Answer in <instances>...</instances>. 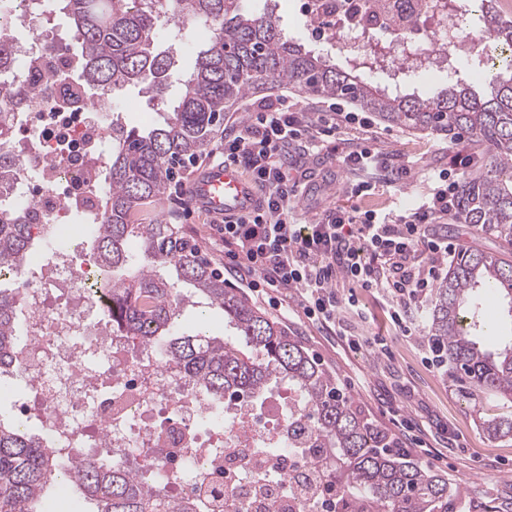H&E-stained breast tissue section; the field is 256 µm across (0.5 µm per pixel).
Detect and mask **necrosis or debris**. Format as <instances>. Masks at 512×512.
<instances>
[{"instance_id": "necrosis-or-debris-1", "label": "necrosis or debris", "mask_w": 512, "mask_h": 512, "mask_svg": "<svg viewBox=\"0 0 512 512\" xmlns=\"http://www.w3.org/2000/svg\"><path fill=\"white\" fill-rule=\"evenodd\" d=\"M301 10L328 51L348 59L360 56L364 37L393 33L391 54L376 69L394 76L444 73L460 42L475 50L488 42L474 25L464 40L450 36L456 19L472 16L469 0L453 17L447 0H302ZM46 12V0H0V30L16 38L26 84L56 76L45 94L22 103L0 92V121L19 131L5 147L14 166L0 180V199L35 213L27 283L16 297L25 317L15 351L28 392L25 412L41 416L52 447L82 435L74 458L107 453L138 477L161 472L169 495L197 500L207 512H349L324 452L308 439L288 438L289 425L302 416L293 397L270 391L259 399L225 398L223 426L203 431L210 404L195 382L113 333L111 300L93 290L101 275L85 250L47 251L75 213H97L114 115L109 98L71 99L76 55L59 50L44 25ZM416 30L424 45L406 50L405 37Z\"/></svg>"}]
</instances>
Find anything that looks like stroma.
Wrapping results in <instances>:
<instances>
[{"mask_svg":"<svg viewBox=\"0 0 512 512\" xmlns=\"http://www.w3.org/2000/svg\"><path fill=\"white\" fill-rule=\"evenodd\" d=\"M247 8L274 11L288 37L324 52L322 43L312 36V26L299 12L298 0H245ZM112 108L121 123L144 129L159 118L138 87L116 92ZM342 148L368 142L389 152L404 153L414 163L406 183L381 189L378 206L395 213L417 207L429 192L433 172L453 169L456 154L447 137L392 126L370 117L367 126L343 127ZM311 170L307 207L303 220H310L324 206H350L347 192L357 173L342 168L334 160L316 155L304 164ZM157 212L167 223L195 244L200 256L215 269L224 267V243L211 228V219L193 206L175 204L166 194ZM436 235L452 242L457 251L477 247L497 255L504 243L491 235L476 233L469 225L448 222L434 229ZM361 315L345 310L336 314L335 327L308 322L287 307L270 304L267 297L248 292L249 301L270 320L297 338L320 366L345 389L363 413L381 430L393 437L410 457L448 475L462 490L466 512H512V440L488 437L481 419L502 413L493 397L470 394L452 381L447 368L436 369L424 359L428 344L427 327L407 337L390 322L385 301L377 293L358 290ZM382 337L385 350L363 345L350 350L347 335ZM412 419L414 437L403 435L394 422L395 415Z\"/></svg>","mask_w":512,"mask_h":512,"instance_id":"obj_1","label":"stroma"}]
</instances>
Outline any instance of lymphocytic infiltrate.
<instances>
[{"label": "lymphocytic infiltrate", "instance_id": "obj_1", "mask_svg": "<svg viewBox=\"0 0 512 512\" xmlns=\"http://www.w3.org/2000/svg\"><path fill=\"white\" fill-rule=\"evenodd\" d=\"M359 121L354 112L341 120L311 113L282 96L258 104L248 120L225 128L214 158L240 168L260 193L253 211L216 227L224 238V273L260 294L295 291L305 317L323 325L335 323L337 310L357 307L354 297L339 296L337 283L361 284L382 293L393 325L408 336L439 278V257L455 251L429 231L431 225L458 219L460 180L438 172L429 198L404 214L361 207L360 199L375 195L380 184L406 180L411 165L369 144L345 153L326 146V137L341 123ZM292 151H325L345 169L366 172L351 189L356 205L326 208L312 222H301L304 189L286 168Z\"/></svg>", "mask_w": 512, "mask_h": 512}]
</instances>
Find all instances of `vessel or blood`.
Here are the masks:
<instances>
[{
	"instance_id": "b4317fda",
	"label": "vessel or blood",
	"mask_w": 512,
	"mask_h": 512,
	"mask_svg": "<svg viewBox=\"0 0 512 512\" xmlns=\"http://www.w3.org/2000/svg\"><path fill=\"white\" fill-rule=\"evenodd\" d=\"M190 203L216 222L245 213L257 197L253 185L231 164L206 169L186 188Z\"/></svg>"
}]
</instances>
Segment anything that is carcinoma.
<instances>
[{
    "instance_id": "1",
    "label": "carcinoma",
    "mask_w": 512,
    "mask_h": 512,
    "mask_svg": "<svg viewBox=\"0 0 512 512\" xmlns=\"http://www.w3.org/2000/svg\"><path fill=\"white\" fill-rule=\"evenodd\" d=\"M492 0L480 5L491 39L485 67L498 70L490 94L457 82L431 95L387 93L360 75L288 38L279 19L245 7L243 0H62L60 13L74 30L84 84L111 93L138 86L151 101L165 96L174 55L153 48L163 24L177 35L198 25L214 35L196 51L177 102L162 122L144 131L112 126L108 192L101 197L88 253L112 278V324L121 334L153 348L162 360L191 377L217 409L209 422L222 425L224 394L258 396L271 380L288 382L297 403L310 410L320 447L333 453L337 482L358 491L374 512H459L460 491L430 466L394 449V441L354 407L301 342L252 305L197 249L161 216L141 210L160 201L176 168L206 150L224 112L250 94L281 85L339 98L389 124L452 139L467 134L478 158L460 184L457 207L465 223L512 246V20ZM12 43L0 36V75L11 70ZM27 216L0 220V283L21 275L33 250ZM139 250L129 249L131 238ZM16 292L0 287V385L18 376L14 366ZM224 312L235 341L179 333V317L195 298ZM503 304L512 319V260L472 248L457 255L433 291L428 333L449 372L475 393L512 402V338L490 352L476 338L500 329L483 306ZM483 430L512 438V417L487 419ZM78 494L90 512H201L164 488H146L109 458L71 460L0 414V512H46L48 491Z\"/></svg>"
}]
</instances>
